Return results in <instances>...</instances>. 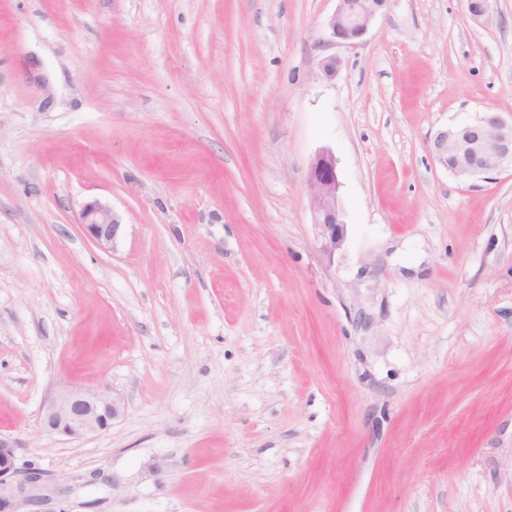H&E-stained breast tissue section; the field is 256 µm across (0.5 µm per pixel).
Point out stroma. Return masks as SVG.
Wrapping results in <instances>:
<instances>
[{
    "label": "stroma",
    "mask_w": 512,
    "mask_h": 512,
    "mask_svg": "<svg viewBox=\"0 0 512 512\" xmlns=\"http://www.w3.org/2000/svg\"><path fill=\"white\" fill-rule=\"evenodd\" d=\"M489 4L389 0L346 46L337 0H0V436L43 472L29 512H512V169L429 151L512 123ZM68 387L122 412L43 431ZM429 149L441 168L458 177L512 168V123L507 124L495 112H485L474 121L439 131ZM340 187L335 157L328 150L318 152L309 166L308 198L313 224L318 227L324 250L330 253L341 247L347 225ZM80 225L85 234L103 248L113 246L123 226L112 208L98 200L87 202L83 206Z\"/></svg>",
    "instance_id": "obj_1"
}]
</instances>
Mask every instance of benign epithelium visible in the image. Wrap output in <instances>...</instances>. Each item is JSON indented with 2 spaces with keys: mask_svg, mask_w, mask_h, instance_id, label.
I'll use <instances>...</instances> for the list:
<instances>
[{
  "mask_svg": "<svg viewBox=\"0 0 512 512\" xmlns=\"http://www.w3.org/2000/svg\"><path fill=\"white\" fill-rule=\"evenodd\" d=\"M388 0H338L328 28L333 41L359 43ZM474 20L490 21L488 0H467ZM435 162L463 178L488 175L512 168V123L497 113L486 112L474 121L461 122L439 131L429 146ZM336 159L328 150L318 152L309 166L308 198L313 224L318 227L324 250L334 253L344 238L346 223L340 198ZM80 225L97 245L108 248L118 237L122 223L109 206L93 200L80 212ZM110 394L88 388H68L46 401L41 426L51 434L81 437L107 430L120 413ZM22 478H17L18 474ZM43 473L36 467H17V446L0 437V512H19L36 500Z\"/></svg>",
  "mask_w": 512,
  "mask_h": 512,
  "instance_id": "obj_1",
  "label": "benign epithelium"
}]
</instances>
